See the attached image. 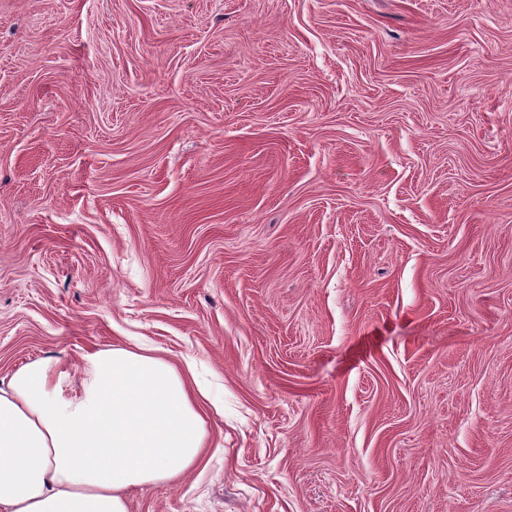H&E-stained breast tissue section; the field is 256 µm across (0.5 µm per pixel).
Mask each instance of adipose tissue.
<instances>
[{"label": "adipose tissue", "instance_id": "adipose-tissue-1", "mask_svg": "<svg viewBox=\"0 0 512 512\" xmlns=\"http://www.w3.org/2000/svg\"><path fill=\"white\" fill-rule=\"evenodd\" d=\"M70 374L27 364L0 385V512H129L127 490L165 483L197 463L208 434L184 374L148 350L87 355Z\"/></svg>", "mask_w": 512, "mask_h": 512}]
</instances>
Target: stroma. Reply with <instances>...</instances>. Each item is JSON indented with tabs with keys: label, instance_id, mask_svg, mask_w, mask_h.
<instances>
[{
	"label": "stroma",
	"instance_id": "1",
	"mask_svg": "<svg viewBox=\"0 0 512 512\" xmlns=\"http://www.w3.org/2000/svg\"><path fill=\"white\" fill-rule=\"evenodd\" d=\"M142 345L129 512H512V0H0V380Z\"/></svg>",
	"mask_w": 512,
	"mask_h": 512
}]
</instances>
